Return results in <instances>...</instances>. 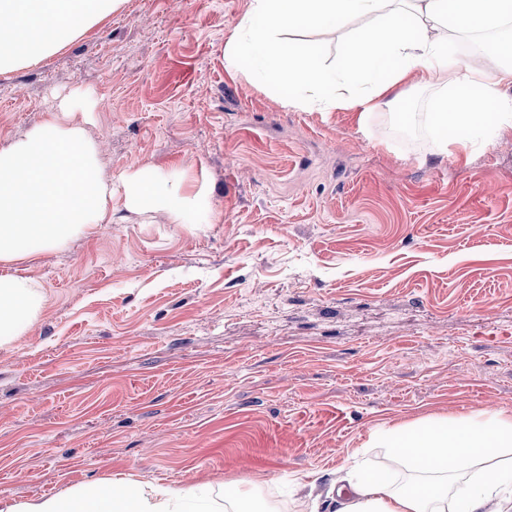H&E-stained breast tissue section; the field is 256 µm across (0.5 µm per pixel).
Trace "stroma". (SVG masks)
Segmentation results:
<instances>
[{"label":"stroma","mask_w":512,"mask_h":512,"mask_svg":"<svg viewBox=\"0 0 512 512\" xmlns=\"http://www.w3.org/2000/svg\"><path fill=\"white\" fill-rule=\"evenodd\" d=\"M251 0H125L0 74V150L71 92L105 178L187 172L203 230L125 209L18 265L45 306L0 349V508L131 475L310 512L373 436L512 412V128L466 146L410 74L367 119L227 67Z\"/></svg>","instance_id":"stroma-1"}]
</instances>
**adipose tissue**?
I'll return each instance as SVG.
<instances>
[{
  "label": "adipose tissue",
  "mask_w": 512,
  "mask_h": 512,
  "mask_svg": "<svg viewBox=\"0 0 512 512\" xmlns=\"http://www.w3.org/2000/svg\"><path fill=\"white\" fill-rule=\"evenodd\" d=\"M125 0H0V72L34 62L81 36ZM358 17L368 26L349 37L334 66L290 32L341 29ZM512 0H252L225 48L233 66L249 62L265 84L293 90V105L352 108L369 114L409 73L439 79L435 125L466 132L487 105L512 114L497 88L512 84ZM493 35L491 66L448 59L449 36ZM170 176L136 164L104 179L97 148L82 126L50 115L0 150V346L24 335L44 305L37 284L15 270L30 256L65 247L111 222L112 194L128 210L160 211L179 224H205L207 197ZM386 446L390 461L422 472L403 488L388 476L342 467L330 482L329 512H512V414L481 409L453 424L404 426ZM252 488H235L220 508L211 486L172 488L126 476L10 506L8 512H242Z\"/></svg>",
  "instance_id": "1"
}]
</instances>
